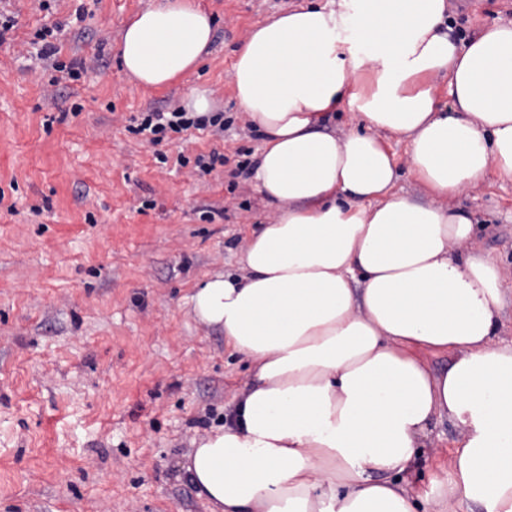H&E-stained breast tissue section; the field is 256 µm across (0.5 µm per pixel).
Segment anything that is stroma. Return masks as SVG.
<instances>
[{"instance_id": "35a3bbf8", "label": "stroma", "mask_w": 512, "mask_h": 512, "mask_svg": "<svg viewBox=\"0 0 512 512\" xmlns=\"http://www.w3.org/2000/svg\"><path fill=\"white\" fill-rule=\"evenodd\" d=\"M39 2L0 0L14 21L0 43V512H209L180 462L223 424L251 371L189 298L239 272L255 225L275 217L238 167L262 140L229 74L254 27L308 0H195L214 18L211 53L158 89L131 80L117 48L159 0ZM511 23L512 0L448 5L459 39ZM45 27L59 61L86 63L80 80L36 61ZM196 89L232 118L223 139L192 128L151 144L129 132L132 118L182 107ZM379 138L397 191L470 214L512 289V180L493 168L442 198L412 173L405 142ZM213 151L223 163L200 174L195 158ZM463 437L448 416L433 419L405 481L416 501L452 483Z\"/></svg>"}]
</instances>
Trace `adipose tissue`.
<instances>
[{
  "instance_id": "1",
  "label": "adipose tissue",
  "mask_w": 512,
  "mask_h": 512,
  "mask_svg": "<svg viewBox=\"0 0 512 512\" xmlns=\"http://www.w3.org/2000/svg\"><path fill=\"white\" fill-rule=\"evenodd\" d=\"M445 12L446 0H327L270 18L235 55L234 97L265 137L252 181L276 219L253 230L240 273L189 299L253 365L224 424L181 463L210 512H418L401 477L443 413L466 431L452 497L512 512L499 270L468 214L397 192L375 136L406 142L440 195L493 166L512 178V25L458 40ZM212 38L206 11L167 0L125 25L118 54L130 79L161 88L194 72ZM437 77L455 114L438 108ZM344 108L359 128L339 137L326 122ZM418 348L458 356L436 375Z\"/></svg>"
}]
</instances>
